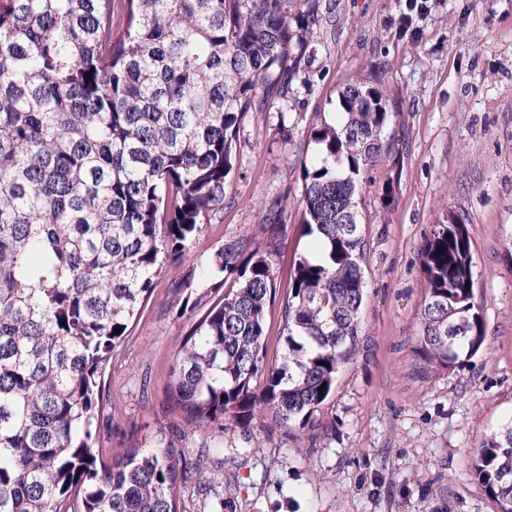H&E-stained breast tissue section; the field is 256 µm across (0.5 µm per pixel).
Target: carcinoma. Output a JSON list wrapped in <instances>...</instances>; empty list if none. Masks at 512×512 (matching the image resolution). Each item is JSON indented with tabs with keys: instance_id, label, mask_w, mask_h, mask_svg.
Wrapping results in <instances>:
<instances>
[{
	"instance_id": "obj_1",
	"label": "carcinoma",
	"mask_w": 512,
	"mask_h": 512,
	"mask_svg": "<svg viewBox=\"0 0 512 512\" xmlns=\"http://www.w3.org/2000/svg\"><path fill=\"white\" fill-rule=\"evenodd\" d=\"M123 2L117 18L115 0H0V512H181L182 488L206 477L172 443L93 451L107 366L169 267H185L171 305L193 317L164 413L199 431L262 411L308 426L360 346L359 191L382 163L400 173L398 95L379 70L349 78L336 120L311 125L298 204L313 247L290 277L270 363L273 251L251 235L204 265L191 252L224 211L244 114L288 98L320 0L297 13L294 0ZM282 220L280 203L265 207L259 232L283 234ZM422 263L418 354L447 368L484 340L471 239L453 213ZM475 472L512 512V418ZM280 332L281 318L279 315V307L276 306L275 309L269 312L265 330V342L267 343L268 359L270 360L276 356V353L280 351V348L282 346L283 338Z\"/></svg>"
}]
</instances>
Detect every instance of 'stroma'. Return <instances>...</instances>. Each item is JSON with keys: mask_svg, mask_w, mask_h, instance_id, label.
I'll return each mask as SVG.
<instances>
[{"mask_svg": "<svg viewBox=\"0 0 512 512\" xmlns=\"http://www.w3.org/2000/svg\"><path fill=\"white\" fill-rule=\"evenodd\" d=\"M407 0H321L306 62L287 100L240 123L223 213L197 238L195 260L255 228L285 199L287 233L274 256L280 286L308 246L302 237L301 163L315 114L333 118L336 87L373 69L399 91L408 147L390 212L376 169L364 184L366 301L357 354L307 429L257 416L248 426L202 435L165 420L161 400L186 333L162 274L106 372L110 404L104 456L137 437L174 442L189 455L209 446L206 479L188 482L185 512H500L473 473L487 435L512 417V0H430L400 18ZM472 242L475 297L485 339L477 353L421 376V246L446 212Z\"/></svg>", "mask_w": 512, "mask_h": 512, "instance_id": "35a3bbf8", "label": "stroma"}]
</instances>
